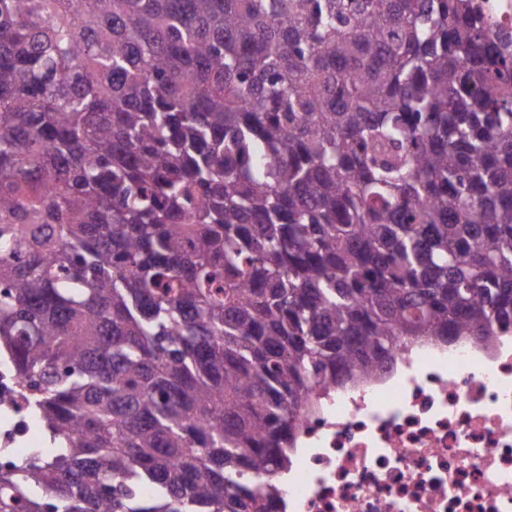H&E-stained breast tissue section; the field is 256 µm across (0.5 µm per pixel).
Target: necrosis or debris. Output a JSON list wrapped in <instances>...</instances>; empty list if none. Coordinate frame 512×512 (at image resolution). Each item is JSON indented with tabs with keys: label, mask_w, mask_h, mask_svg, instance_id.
I'll list each match as a JSON object with an SVG mask.
<instances>
[{
	"label": "necrosis or debris",
	"mask_w": 512,
	"mask_h": 512,
	"mask_svg": "<svg viewBox=\"0 0 512 512\" xmlns=\"http://www.w3.org/2000/svg\"><path fill=\"white\" fill-rule=\"evenodd\" d=\"M0 370V445L33 417ZM281 479L285 512H512V333L422 340L322 384Z\"/></svg>",
	"instance_id": "1"
}]
</instances>
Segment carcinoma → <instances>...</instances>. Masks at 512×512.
Returning a JSON list of instances; mask_svg holds the SVG:
<instances>
[{
  "instance_id": "1",
  "label": "carcinoma",
  "mask_w": 512,
  "mask_h": 512,
  "mask_svg": "<svg viewBox=\"0 0 512 512\" xmlns=\"http://www.w3.org/2000/svg\"><path fill=\"white\" fill-rule=\"evenodd\" d=\"M511 328L477 0H0V512H267L318 379ZM15 378L0 369V408L8 412L6 424L0 428V446L15 447L25 444L32 427L33 417L26 408L14 401Z\"/></svg>"
}]
</instances>
